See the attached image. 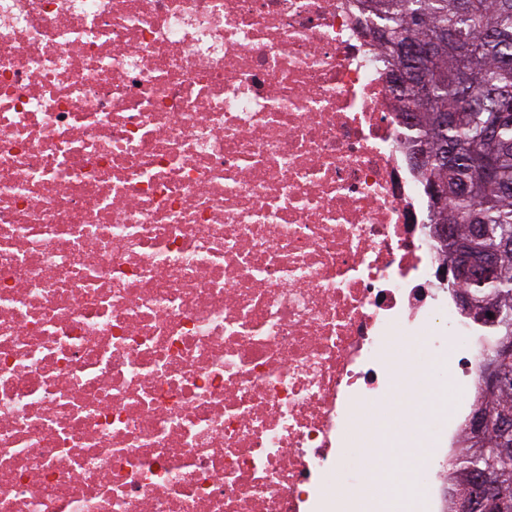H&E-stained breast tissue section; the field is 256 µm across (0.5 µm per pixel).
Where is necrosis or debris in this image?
I'll list each match as a JSON object with an SVG mask.
<instances>
[{
  "mask_svg": "<svg viewBox=\"0 0 512 512\" xmlns=\"http://www.w3.org/2000/svg\"><path fill=\"white\" fill-rule=\"evenodd\" d=\"M354 0H0V512H327L415 338L477 385ZM468 340L456 358L446 337Z\"/></svg>",
  "mask_w": 512,
  "mask_h": 512,
  "instance_id": "obj_1",
  "label": "necrosis or debris"
}]
</instances>
